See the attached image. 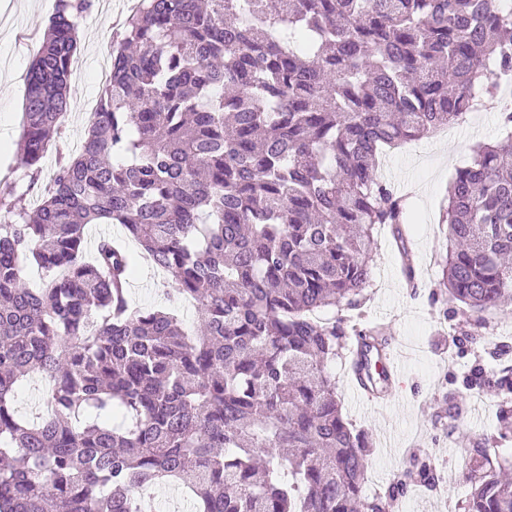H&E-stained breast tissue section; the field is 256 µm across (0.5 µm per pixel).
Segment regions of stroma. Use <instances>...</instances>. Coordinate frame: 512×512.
I'll return each instance as SVG.
<instances>
[{
  "instance_id": "35a3bbf8",
  "label": "stroma",
  "mask_w": 512,
  "mask_h": 512,
  "mask_svg": "<svg viewBox=\"0 0 512 512\" xmlns=\"http://www.w3.org/2000/svg\"><path fill=\"white\" fill-rule=\"evenodd\" d=\"M133 2L112 0L105 6L94 0L79 20L75 58L81 72L70 79V110L59 152L77 151L84 141L85 108L96 103L101 89L99 63L109 54ZM56 7L57 0H0V135L9 142L8 150H0V189L14 187L30 209L50 187L57 152H48L35 179L20 163L25 76L35 54L18 47L17 38L27 27L36 34L35 45H42ZM480 116L477 124L467 118L450 124L442 140L424 138L384 152L376 171L407 199L405 231L413 244L419 286H403L391 228L378 226L368 299L343 317L349 328L378 326L403 371L396 397L383 406L362 400L348 375L351 352L330 366L344 415L372 444L363 493L371 498L394 494L389 512H438L437 497L444 493L454 500L453 512H462L470 492L466 476L476 468L475 447L488 449L493 461L512 463V437L500 439L496 415L472 411L471 390L465 384L475 366L494 370L500 352L512 356V302L484 313L478 322L460 313L459 302L450 296L432 299L450 246L449 229L440 221L448 182L457 168L472 163L476 144L502 138L496 101H488ZM425 463L434 469L437 485L420 481Z\"/></svg>"
}]
</instances>
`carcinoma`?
I'll return each mask as SVG.
<instances>
[{
  "mask_svg": "<svg viewBox=\"0 0 512 512\" xmlns=\"http://www.w3.org/2000/svg\"><path fill=\"white\" fill-rule=\"evenodd\" d=\"M89 7L58 0L27 72L33 175ZM496 71L512 76V9L495 0H139L79 153L34 210L0 201V512H156L167 482L189 512H371L369 443L330 371L344 318L315 314L360 305L375 225L406 238L379 151L477 109ZM499 123L442 216L439 287L476 314L512 298L511 107ZM91 224L123 236L90 251ZM137 255L194 303L193 331L132 304ZM34 377L30 423L12 399ZM470 481L463 512H512L501 467Z\"/></svg>",
  "mask_w": 512,
  "mask_h": 512,
  "instance_id": "cac0c4a2",
  "label": "carcinoma"
}]
</instances>
